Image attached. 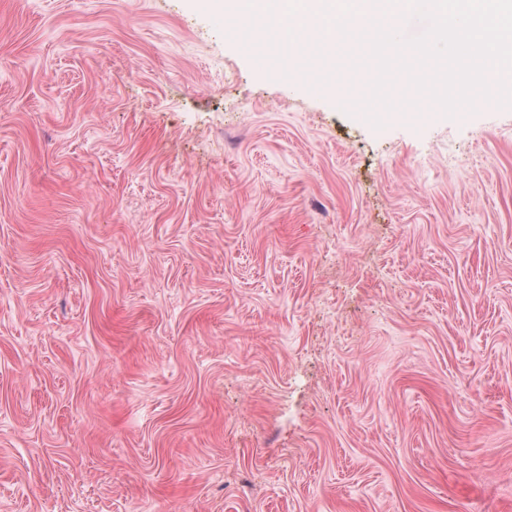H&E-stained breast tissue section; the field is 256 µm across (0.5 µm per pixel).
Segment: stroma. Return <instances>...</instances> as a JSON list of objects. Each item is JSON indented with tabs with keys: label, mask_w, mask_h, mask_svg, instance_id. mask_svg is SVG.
<instances>
[{
	"label": "stroma",
	"mask_w": 512,
	"mask_h": 512,
	"mask_svg": "<svg viewBox=\"0 0 512 512\" xmlns=\"http://www.w3.org/2000/svg\"><path fill=\"white\" fill-rule=\"evenodd\" d=\"M371 27L0 0V512H512V108Z\"/></svg>",
	"instance_id": "obj_1"
}]
</instances>
